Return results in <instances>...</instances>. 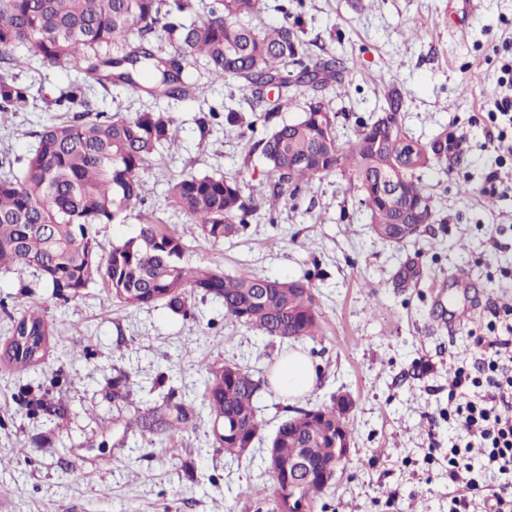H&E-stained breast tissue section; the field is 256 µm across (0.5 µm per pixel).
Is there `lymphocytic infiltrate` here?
<instances>
[{
    "mask_svg": "<svg viewBox=\"0 0 512 512\" xmlns=\"http://www.w3.org/2000/svg\"><path fill=\"white\" fill-rule=\"evenodd\" d=\"M462 358L448 391V422L481 449L483 467H475L468 448L448 450V481L469 490L482 487L483 468L497 469L507 480L488 499L485 512H512V308L494 309L485 335Z\"/></svg>",
    "mask_w": 512,
    "mask_h": 512,
    "instance_id": "1",
    "label": "lymphocytic infiltrate"
}]
</instances>
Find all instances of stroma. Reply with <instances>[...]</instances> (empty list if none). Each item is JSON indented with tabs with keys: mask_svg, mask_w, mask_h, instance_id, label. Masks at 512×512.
<instances>
[{
	"mask_svg": "<svg viewBox=\"0 0 512 512\" xmlns=\"http://www.w3.org/2000/svg\"><path fill=\"white\" fill-rule=\"evenodd\" d=\"M300 27L323 51L347 59L343 83L320 96L336 114L341 140L386 106L381 82L401 88L403 129L422 143L441 130L465 138V154L423 182L435 201L437 223L405 245L377 239L360 195L347 178L314 181L287 197L275 218L257 212L237 235L212 244L189 235V223L167 195L170 181L191 174L234 176L256 185L265 178L259 141L263 128L225 132L201 128L209 108L233 102L247 109L252 95L237 80H209L194 59L197 96L158 103L116 85L95 86L93 111L132 116L164 105L180 128L178 140L156 154L144 172L145 203L124 223L95 226L104 248L135 236L143 216L186 236V260L231 275L271 279L310 277L321 333L291 344L261 336L224 317L219 299L200 294L182 317L163 304L127 307L103 284L77 298L58 299L31 269H0V350L24 310L41 311L53 325L44 359L19 369L0 362V512H273L274 483L264 444L234 461L212 446L204 417L182 436L148 438L127 429L129 412L112 404V377L126 372L142 408L176 399L201 401L207 367L233 362L263 382L258 417L273 433L287 406L266 384L279 357L298 347L318 369L301 408L351 395V454L313 512H448L467 494L448 481L449 442H464L448 425V390L456 360L469 353L494 306L512 305V155L499 158L488 136L485 107L504 95L503 57L512 51V0H484L470 14L466 0H305ZM0 74L29 85L26 110L0 112V158L26 157L46 122L72 117L60 95L79 81L75 69L18 50ZM500 170L506 189L489 195L487 174ZM419 253L426 270L417 287L393 288L406 256ZM467 269L473 286L449 301L446 285ZM470 307L451 324L452 306ZM59 401L67 414L53 421L36 410ZM84 472L75 480L72 470Z\"/></svg>",
	"mask_w": 512,
	"mask_h": 512,
	"instance_id": "obj_1",
	"label": "stroma"
}]
</instances>
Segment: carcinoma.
Listing matches in <instances>:
<instances>
[{"label": "carcinoma", "instance_id": "obj_1", "mask_svg": "<svg viewBox=\"0 0 512 512\" xmlns=\"http://www.w3.org/2000/svg\"><path fill=\"white\" fill-rule=\"evenodd\" d=\"M192 0H0V64L16 61L23 47L52 64L84 74L62 96L71 105L87 106L85 87L121 84L135 94L185 99L197 85L186 71L188 58L206 59L213 79L229 76L263 101L262 89L274 84L288 98L291 81L284 73L300 67L297 82L316 92L329 81L342 80L347 62L333 54L314 66L305 63L308 44L300 37L299 15L282 3L283 22L266 27L262 0H213L207 14L184 19ZM168 35L173 54L154 51L158 32ZM387 109L363 125L355 141L344 143L336 132V115L312 96L293 122H273L276 109L265 110V135L259 141L266 161L264 184L245 185L235 177L199 175L175 180L167 197L196 226L207 242L231 237L249 223L264 200L276 211L286 195L314 180L334 174L349 176L361 194L369 224L379 239L401 244L418 237L411 225L435 223L436 207L417 172L433 170L448 158V132L430 144L409 136L399 117L404 96L394 85L380 87ZM29 102V87L0 80V112H15ZM179 130L163 110L132 117L103 112L51 122L38 134V144L24 158L20 174L0 176V266L34 270L65 301L80 296L101 280L125 306L163 302L175 314L191 315L193 293L222 301L224 317L281 341H300L319 333L318 306L310 280H271L261 275L235 276L184 261L188 245L151 219L137 235L102 251L94 235L98 224H117L144 203L142 173L159 147L176 141ZM398 285L412 286L422 276L412 261L396 271ZM0 358L21 367L45 357L50 323L30 310L11 328ZM261 380L236 363L215 364L206 371L202 411L208 419L213 447L231 459L240 448L262 436L256 399ZM128 375L112 378L115 403L132 401ZM197 417L184 402L148 409L129 428L141 436L172 437ZM351 434L346 414L336 411V397L311 409H296L268 438L283 462L305 455L315 474L336 461V430ZM276 498H288V470L266 467Z\"/></svg>", "mask_w": 512, "mask_h": 512}]
</instances>
